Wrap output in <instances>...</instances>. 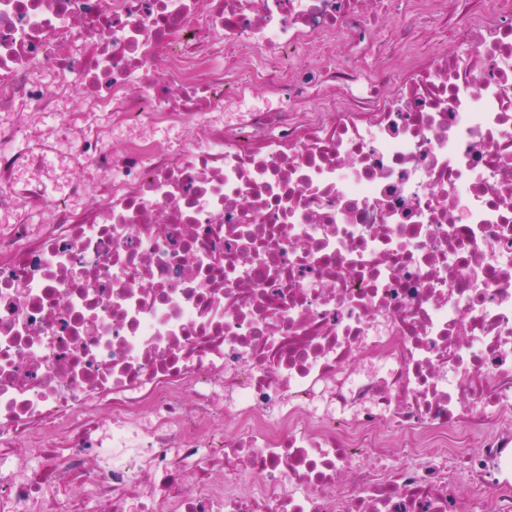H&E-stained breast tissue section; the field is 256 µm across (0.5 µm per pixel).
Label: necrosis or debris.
<instances>
[{"label":"necrosis or debris","instance_id":"necrosis-or-debris-1","mask_svg":"<svg viewBox=\"0 0 512 512\" xmlns=\"http://www.w3.org/2000/svg\"><path fill=\"white\" fill-rule=\"evenodd\" d=\"M406 2L0 0V512H512V0L425 63ZM74 93L187 137L48 198L11 145Z\"/></svg>","mask_w":512,"mask_h":512}]
</instances>
